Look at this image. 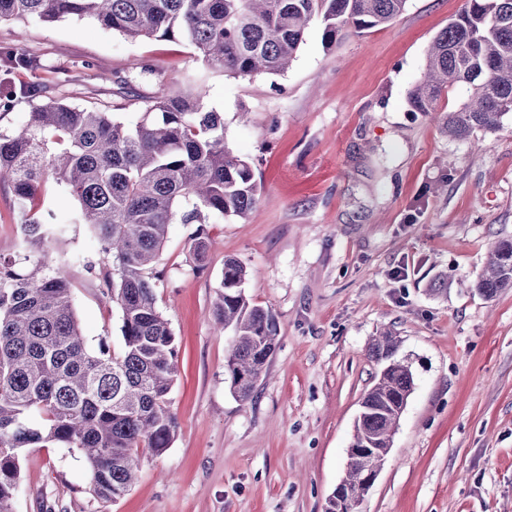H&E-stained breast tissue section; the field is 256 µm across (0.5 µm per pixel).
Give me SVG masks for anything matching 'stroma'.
I'll use <instances>...</instances> for the list:
<instances>
[{
    "mask_svg": "<svg viewBox=\"0 0 512 512\" xmlns=\"http://www.w3.org/2000/svg\"><path fill=\"white\" fill-rule=\"evenodd\" d=\"M466 0H407L387 25L344 27L325 44L307 30L281 74L237 77L184 41H132L89 19L0 23V134L64 101L138 121L152 100L202 89L224 140L259 183L244 218H212L202 265L197 227L174 221L155 266L157 308L178 349L171 447L140 456L117 502L97 498L83 457L59 445L20 456L14 512H323L346 474L353 426L378 367L377 333L400 339L415 390L361 512H512V288H474L492 247L512 240V112L499 129L454 141L442 117L467 99L442 94L431 114L408 97L433 38ZM92 262L94 272L73 262ZM277 322L252 398L224 370L230 334L213 323L225 258ZM57 263L90 351L122 348L119 311L102 295L111 260L83 227Z\"/></svg>",
    "mask_w": 512,
    "mask_h": 512,
    "instance_id": "35a3bbf8",
    "label": "stroma"
}]
</instances>
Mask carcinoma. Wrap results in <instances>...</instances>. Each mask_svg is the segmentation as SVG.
<instances>
[{"label": "carcinoma", "instance_id": "1", "mask_svg": "<svg viewBox=\"0 0 512 512\" xmlns=\"http://www.w3.org/2000/svg\"><path fill=\"white\" fill-rule=\"evenodd\" d=\"M407 0H0V22L89 18L132 39L186 41L224 72L250 76L288 69L315 18L324 40L342 28L386 25ZM462 87L467 101L446 114L448 136L495 131L512 112V0H468L431 43L424 75L409 94L414 112L430 113L442 92ZM49 177L67 186L85 227L112 260L105 280L120 313L123 349L88 350L71 304V283L47 243L67 242V225L38 204ZM0 184L13 192L23 224L17 252L0 256V512H14L25 448L64 444L85 457L94 494L115 501L131 489L139 451L171 447L178 421L168 406L177 375L176 341L156 307L155 259L175 215L198 224L190 252L205 259L201 225L210 216H247L258 201L250 163L224 141V117L195 90L159 98L141 121L61 102L0 135ZM245 265L224 260L215 324L232 332L225 369L230 388L248 399L276 347L274 316L248 299ZM512 287V241L489 253L475 288L490 299ZM398 340L385 332L369 357L386 362L365 395L340 493L324 512H358L357 491L382 465L414 386ZM37 411L42 422L30 419Z\"/></svg>", "mask_w": 512, "mask_h": 512}]
</instances>
